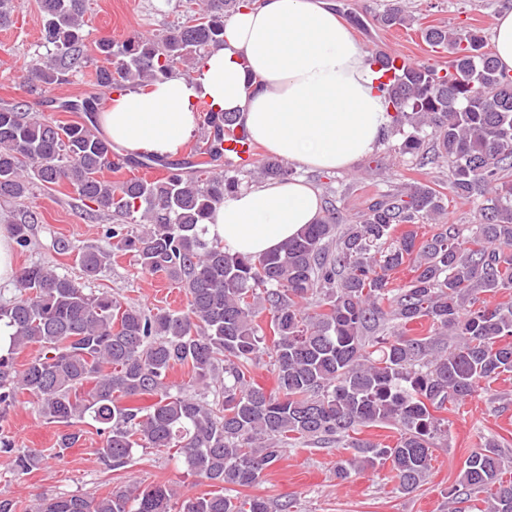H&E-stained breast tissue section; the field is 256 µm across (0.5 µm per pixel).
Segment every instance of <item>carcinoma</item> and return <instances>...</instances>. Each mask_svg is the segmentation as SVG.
Returning <instances> with one entry per match:
<instances>
[{"mask_svg":"<svg viewBox=\"0 0 512 512\" xmlns=\"http://www.w3.org/2000/svg\"><path fill=\"white\" fill-rule=\"evenodd\" d=\"M242 0H202L160 38L93 42L87 53L85 0H40L47 53L28 70L31 88H49L97 62L96 83L144 89L223 41L225 18ZM409 22L393 3L379 17ZM423 41L448 53V65L405 63L380 54L375 63L393 109L398 152L425 166L448 167V189L478 202L476 222L440 224L427 239L416 224L448 210V196L428 182L395 188L372 202L356 224H341L335 205L273 252L233 254L207 237L205 220L240 181L223 170L228 138L243 128L229 112L208 110L200 140L182 160L114 150L98 128L94 99L65 103L84 117L37 118L26 104L0 107V198L26 196L34 184L67 183L93 216H110L104 246L79 247L65 237L54 250L76 255L87 278L115 251L142 271L164 272L183 288L187 306L147 313L108 291L93 293L44 265L21 269L13 300L0 304V419L20 394L40 418L60 423L57 455L80 444L89 418L104 436L101 458L117 470L136 448L175 449L176 462L221 488L185 500L179 512H290L291 501L241 500L239 488L262 480L296 443L353 449L336 461V478L390 463L398 489L410 494L432 468L433 448L447 433L448 405L473 396L479 384L512 373V75L499 69L478 30L421 29ZM161 166L157 179L106 180L103 172ZM265 179L293 170L266 158ZM28 212L10 225L16 244H30ZM148 222L140 233L132 223ZM411 266L412 277L392 273ZM506 293L491 303L487 293ZM270 315L267 334L259 317ZM427 334L409 335L411 323ZM35 349L22 365L21 350ZM268 356L276 387L252 380ZM177 365L191 370L189 388L172 392ZM214 399L207 400V393ZM391 425L394 445L356 438L360 428ZM0 457L28 474L45 464L0 432ZM505 454L491 438L464 462L452 489L456 505L485 494L484 512H512ZM166 485L129 488L102 497L81 493L40 497L25 512H172Z\"/></svg>","mask_w":512,"mask_h":512,"instance_id":"cac0c4a2","label":"carcinoma"}]
</instances>
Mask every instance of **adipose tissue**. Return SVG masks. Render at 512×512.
<instances>
[{
    "instance_id": "adipose-tissue-1",
    "label": "adipose tissue",
    "mask_w": 512,
    "mask_h": 512,
    "mask_svg": "<svg viewBox=\"0 0 512 512\" xmlns=\"http://www.w3.org/2000/svg\"><path fill=\"white\" fill-rule=\"evenodd\" d=\"M382 73L330 0H247L224 26V43L189 75L112 95L101 126L129 151L177 154L201 107L239 115L250 138L311 171H348L389 129ZM304 179L268 181L225 196L207 235L230 252L258 255L320 214Z\"/></svg>"
}]
</instances>
